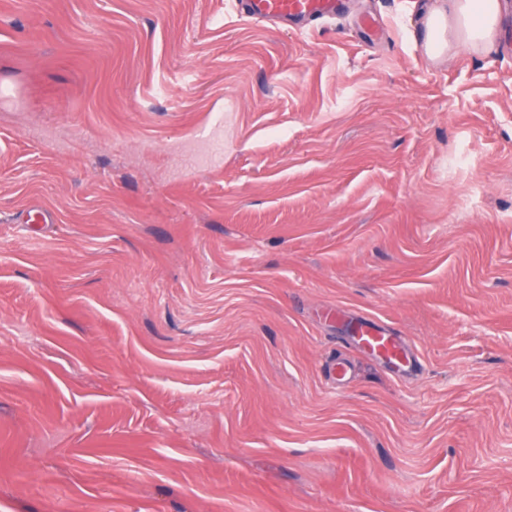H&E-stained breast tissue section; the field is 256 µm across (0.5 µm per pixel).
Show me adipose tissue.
<instances>
[{
    "label": "adipose tissue",
    "mask_w": 512,
    "mask_h": 512,
    "mask_svg": "<svg viewBox=\"0 0 512 512\" xmlns=\"http://www.w3.org/2000/svg\"><path fill=\"white\" fill-rule=\"evenodd\" d=\"M500 0H434L426 25L432 46L427 54L438 59L459 47L486 49L497 40Z\"/></svg>",
    "instance_id": "obj_1"
}]
</instances>
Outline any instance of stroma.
I'll return each instance as SVG.
<instances>
[{
    "instance_id": "obj_1",
    "label": "stroma",
    "mask_w": 512,
    "mask_h": 512,
    "mask_svg": "<svg viewBox=\"0 0 512 512\" xmlns=\"http://www.w3.org/2000/svg\"><path fill=\"white\" fill-rule=\"evenodd\" d=\"M428 3L0 0V512H512V48ZM246 16L259 22L311 25L342 13L343 0H243ZM500 1L436 0L426 19L430 29L427 55L438 59L447 52L449 58L461 46L470 50L493 47L502 10ZM352 339L364 351L396 367L411 369L413 366V354L400 337L392 336L373 324L360 322Z\"/></svg>"
}]
</instances>
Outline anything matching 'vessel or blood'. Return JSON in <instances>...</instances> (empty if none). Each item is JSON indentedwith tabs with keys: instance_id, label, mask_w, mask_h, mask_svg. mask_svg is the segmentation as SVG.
<instances>
[{
	"instance_id": "1",
	"label": "vessel or blood",
	"mask_w": 512,
	"mask_h": 512,
	"mask_svg": "<svg viewBox=\"0 0 512 512\" xmlns=\"http://www.w3.org/2000/svg\"><path fill=\"white\" fill-rule=\"evenodd\" d=\"M244 13L260 22L310 25L341 15L342 0H244ZM353 340L364 351L396 367L413 365L414 357L400 337L375 325L359 323Z\"/></svg>"
}]
</instances>
